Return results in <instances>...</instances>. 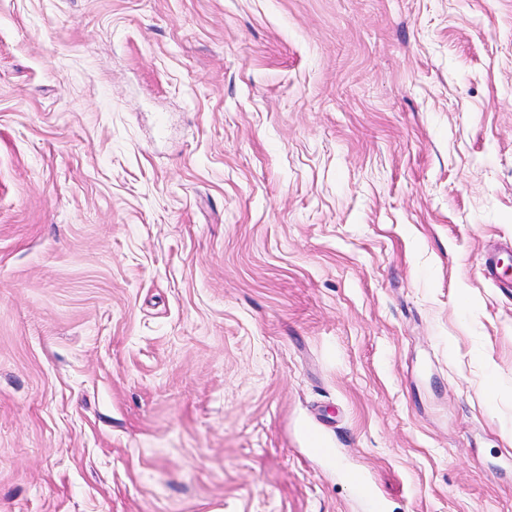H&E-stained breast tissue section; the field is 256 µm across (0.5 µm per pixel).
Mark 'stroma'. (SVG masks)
<instances>
[{"mask_svg":"<svg viewBox=\"0 0 512 512\" xmlns=\"http://www.w3.org/2000/svg\"><path fill=\"white\" fill-rule=\"evenodd\" d=\"M510 244L512 0H0V512H512Z\"/></svg>","mask_w":512,"mask_h":512,"instance_id":"stroma-1","label":"stroma"}]
</instances>
